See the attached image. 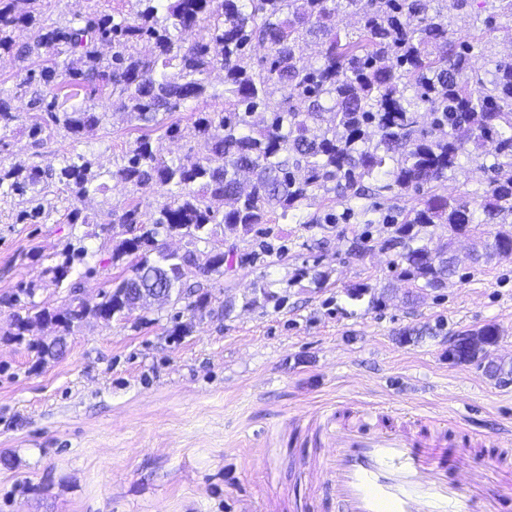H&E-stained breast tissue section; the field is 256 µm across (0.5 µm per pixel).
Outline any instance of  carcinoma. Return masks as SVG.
Listing matches in <instances>:
<instances>
[{
  "label": "carcinoma",
  "instance_id": "obj_1",
  "mask_svg": "<svg viewBox=\"0 0 512 512\" xmlns=\"http://www.w3.org/2000/svg\"><path fill=\"white\" fill-rule=\"evenodd\" d=\"M485 2L473 11L468 0H130L126 13L95 9L62 23L47 14L45 0H0V52L24 63L13 86L0 87V130L21 125L36 147L48 130L78 140L110 113L180 138V124L167 125L164 116L206 97L208 75L224 71L223 106L193 114L198 149L182 157L165 159L143 134L112 171H94L84 154L0 166V196L27 204L21 221L49 217L43 199L53 185L75 202L104 192L108 178L168 193L149 221L137 204L112 211V224L128 234L112 258L135 256L130 276L94 308L79 302L62 314L38 309L31 289L21 287L10 297L18 313L9 335L21 340L48 322L68 332L89 314L122 317L154 292L163 303L179 300L187 270L218 272L224 254L199 268L196 251L172 254L159 237L175 230L196 244L219 223L247 234L276 212L301 217L320 192L422 193L418 205L393 216L381 248L396 251L401 276L414 287H443L455 261L430 248L420 229L468 234L512 220V174L499 176L512 170V56L458 36L461 28L491 31L499 18L512 20V0ZM353 10L358 27L349 32L340 15ZM311 37L322 44L313 62L304 57ZM134 42L147 43L149 54H129ZM256 44L266 54L255 64ZM476 47L489 65L483 74L471 65ZM81 90L107 94L102 111L68 105ZM27 94L28 111H16L13 101ZM422 111L430 117L425 125ZM487 140L495 142L490 168L497 176L481 199L437 193L460 157ZM214 200L230 206L221 213ZM511 254L512 231H500L476 259ZM87 255L85 246L69 245L64 262L49 268L54 280H65ZM470 335L464 363L496 342L498 331L487 324Z\"/></svg>",
  "mask_w": 512,
  "mask_h": 512
}]
</instances>
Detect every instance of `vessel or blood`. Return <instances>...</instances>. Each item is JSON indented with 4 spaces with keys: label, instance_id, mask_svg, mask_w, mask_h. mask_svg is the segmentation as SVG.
I'll use <instances>...</instances> for the list:
<instances>
[{
    "label": "vessel or blood",
    "instance_id": "1",
    "mask_svg": "<svg viewBox=\"0 0 512 512\" xmlns=\"http://www.w3.org/2000/svg\"><path fill=\"white\" fill-rule=\"evenodd\" d=\"M313 439L325 447L323 486L341 512H498L512 497V448L465 417L342 401L315 413Z\"/></svg>",
    "mask_w": 512,
    "mask_h": 512
}]
</instances>
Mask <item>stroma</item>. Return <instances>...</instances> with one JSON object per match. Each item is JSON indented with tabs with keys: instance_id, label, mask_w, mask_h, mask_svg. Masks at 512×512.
I'll use <instances>...</instances> for the list:
<instances>
[{
	"instance_id": "1",
	"label": "stroma",
	"mask_w": 512,
	"mask_h": 512,
	"mask_svg": "<svg viewBox=\"0 0 512 512\" xmlns=\"http://www.w3.org/2000/svg\"><path fill=\"white\" fill-rule=\"evenodd\" d=\"M223 81L213 71L211 97L170 114L183 138L151 132L161 155L195 146L190 117L221 108ZM136 136L118 116L78 140L45 133L39 149L22 130H2L0 164L82 153L109 171ZM493 150L488 141L463 155L441 193L482 195ZM48 198L43 224L17 223L18 199H0V512H337L312 486L324 450L305 431L313 410L337 400L455 411L490 439L512 436V383L448 358L457 334L492 324L498 340L487 358L512 365V256L476 264L473 237L428 228L430 247L450 244L457 273L420 290L402 280L393 251L348 255L353 237H389L387 214L417 205L416 195L331 192L308 207L315 224L275 214L245 235L213 226L198 256L223 254L221 272L184 279L185 289L207 294L206 314L182 299L108 321L90 316L63 336L59 358L33 346L52 342L55 324L21 341L9 336L11 294L31 286L52 313L75 296L95 306L132 265L128 256L113 259L116 241L96 221L131 203L151 217L166 192L109 181L105 194L81 204L93 219L87 226L69 223L68 194L55 189ZM78 239L86 264L55 282L50 266ZM363 284L371 299L350 300L348 290ZM292 416L301 427L289 425Z\"/></svg>"
}]
</instances>
